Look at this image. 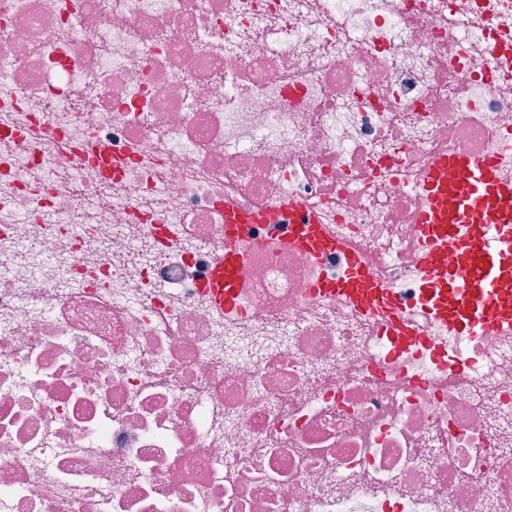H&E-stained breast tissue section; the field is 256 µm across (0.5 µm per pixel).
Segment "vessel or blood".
<instances>
[{
    "instance_id": "b4317fda",
    "label": "vessel or blood",
    "mask_w": 512,
    "mask_h": 512,
    "mask_svg": "<svg viewBox=\"0 0 512 512\" xmlns=\"http://www.w3.org/2000/svg\"><path fill=\"white\" fill-rule=\"evenodd\" d=\"M422 232L425 288L417 312L394 294L382 292L371 312L389 336L416 333V315L447 318L442 297L448 288L464 289L458 325L470 331L500 321L496 286L506 268L503 257L512 254V180L501 177L497 162L486 156L444 154L432 163L422 208L410 218ZM458 240L466 259L449 268L442 252L448 240ZM238 257L234 249L217 254L203 286L215 305L224 309L233 301Z\"/></svg>"
}]
</instances>
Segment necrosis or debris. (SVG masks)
<instances>
[{"label": "necrosis or debris", "instance_id": "1", "mask_svg": "<svg viewBox=\"0 0 512 512\" xmlns=\"http://www.w3.org/2000/svg\"><path fill=\"white\" fill-rule=\"evenodd\" d=\"M442 149L512 177V0H0V512H512V329L282 228L418 305ZM230 224L225 225V232L229 239L226 245V252L217 254L213 260L210 271L202 284L210 293L215 305L219 310L231 306L233 301L234 279L238 265V257L232 247L231 240L234 236L235 225L248 224L246 219L237 213L232 204H225Z\"/></svg>", "mask_w": 512, "mask_h": 512}]
</instances>
